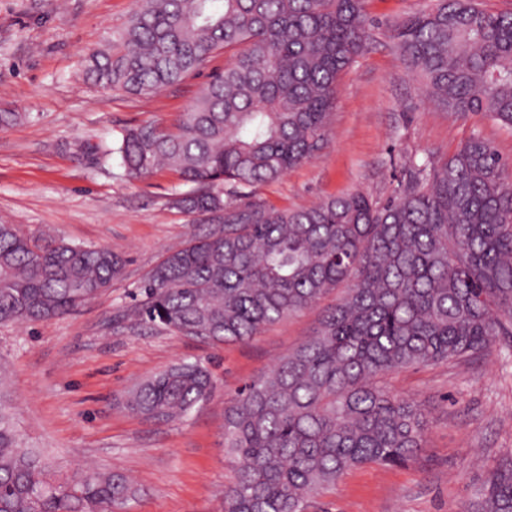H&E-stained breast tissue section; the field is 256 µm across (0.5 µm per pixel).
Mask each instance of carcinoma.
I'll return each mask as SVG.
<instances>
[{"label": "carcinoma", "mask_w": 512, "mask_h": 512, "mask_svg": "<svg viewBox=\"0 0 512 512\" xmlns=\"http://www.w3.org/2000/svg\"><path fill=\"white\" fill-rule=\"evenodd\" d=\"M366 0H135L127 26L84 53L86 78L147 96L220 50L231 63L170 126L122 132L116 154L139 179L175 171L193 190L174 205L202 228L167 250L140 285L145 323L214 343L246 342L320 307L313 334L224 407L235 478L224 512H306L346 471L402 465L424 447L422 405L389 374L498 353L512 358V182L478 133L444 160L410 157L395 195L361 191L279 209L255 189L319 151L341 76L367 46ZM406 67L455 117L512 129V12L432 0L394 25ZM124 266L109 247L33 238L0 223V324L76 311ZM336 301L320 302L336 289ZM213 391L209 369L181 361L143 381L129 408L159 423ZM126 475L63 473L19 447L0 412V512H127ZM464 512H512V456Z\"/></svg>", "instance_id": "cac0c4a2"}]
</instances>
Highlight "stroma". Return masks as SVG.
<instances>
[{
	"label": "stroma",
	"mask_w": 512,
	"mask_h": 512,
	"mask_svg": "<svg viewBox=\"0 0 512 512\" xmlns=\"http://www.w3.org/2000/svg\"><path fill=\"white\" fill-rule=\"evenodd\" d=\"M429 0H368V48L340 80L327 139L314 156L259 187L278 208L360 190L383 201L412 156L443 158L477 133L512 160V130L489 117L449 116L404 65L392 25ZM133 0H0V222L33 237L106 246L126 265L77 312L0 326V403L20 443L68 469L118 470L138 489L130 512H224L235 476L224 451V404L311 334V309L244 343L214 344L146 324L139 286L166 250L188 239L172 200L189 187L162 169L129 179L110 150L127 126L171 124L230 63L216 53L182 83L150 96L88 81L84 49L123 28ZM212 372L211 398L183 422L158 424L126 407L145 379L183 361ZM419 401L426 444L407 465H366L316 496L308 512H460L488 468L512 451V367L491 357L401 369L386 378Z\"/></svg>",
	"instance_id": "35a3bbf8"
}]
</instances>
